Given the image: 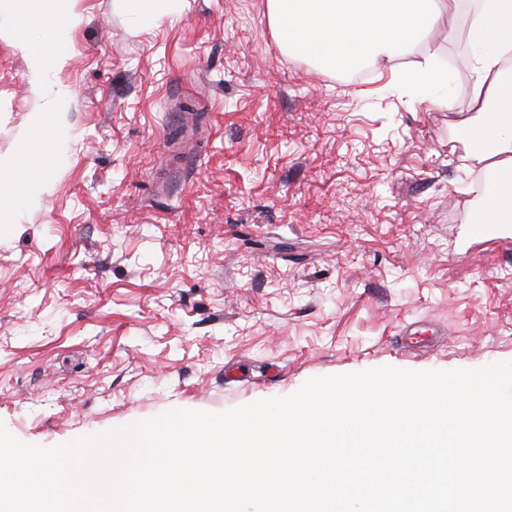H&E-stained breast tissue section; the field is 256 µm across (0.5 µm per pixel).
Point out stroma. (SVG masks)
I'll use <instances>...</instances> for the list:
<instances>
[{
	"mask_svg": "<svg viewBox=\"0 0 512 512\" xmlns=\"http://www.w3.org/2000/svg\"><path fill=\"white\" fill-rule=\"evenodd\" d=\"M70 7L48 72L73 94L69 157L0 236L11 434L52 447L314 377L512 361V238L471 232L452 113L389 88L388 65L288 56L266 0H184L146 27L117 0ZM476 7L449 4L441 65ZM30 81L0 32L2 160L46 105Z\"/></svg>",
	"mask_w": 512,
	"mask_h": 512,
	"instance_id": "35a3bbf8",
	"label": "stroma"
}]
</instances>
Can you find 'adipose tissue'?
<instances>
[{
    "instance_id": "ef3b65f1",
    "label": "adipose tissue",
    "mask_w": 512,
    "mask_h": 512,
    "mask_svg": "<svg viewBox=\"0 0 512 512\" xmlns=\"http://www.w3.org/2000/svg\"><path fill=\"white\" fill-rule=\"evenodd\" d=\"M467 29L466 64L473 73L472 113L455 123L475 143L470 155L483 182L472 201L476 224H512V0H478ZM445 0H266L271 28L286 53L325 73L392 64V83L415 101L454 111L452 78L425 52L413 68L398 66L429 41Z\"/></svg>"
}]
</instances>
